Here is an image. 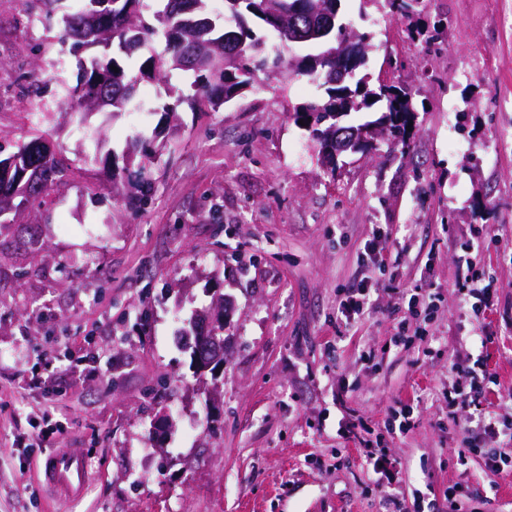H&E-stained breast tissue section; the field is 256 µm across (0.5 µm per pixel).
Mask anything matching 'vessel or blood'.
<instances>
[{"label":"vessel or blood","mask_w":512,"mask_h":512,"mask_svg":"<svg viewBox=\"0 0 512 512\" xmlns=\"http://www.w3.org/2000/svg\"><path fill=\"white\" fill-rule=\"evenodd\" d=\"M41 475L53 498L73 500L84 493L89 483V459L78 448L55 449L43 457Z\"/></svg>","instance_id":"obj_1"}]
</instances>
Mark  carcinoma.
Returning <instances> with one entry per match:
<instances>
[{
    "label": "carcinoma",
    "instance_id": "cac0c4a2",
    "mask_svg": "<svg viewBox=\"0 0 512 512\" xmlns=\"http://www.w3.org/2000/svg\"><path fill=\"white\" fill-rule=\"evenodd\" d=\"M43 5L47 25L58 24V42L68 46L77 57L80 70L77 83L67 88L66 110L83 124V112L111 109L112 114L137 109L141 102L136 91L144 79L164 86L168 102L161 117L168 118L186 104L190 109L203 96L212 110L252 88L259 66L269 70L287 67L289 74L305 77L324 89V95L295 108L291 118L305 121V129L317 135L353 113L377 115L355 128L379 123L388 127L393 144L406 145L407 126L414 117L410 93L403 87L374 88L364 60L344 88L331 84L324 65L333 60L323 54L347 39L350 28L335 21L324 37L304 42L308 53L284 59L283 52L267 45L254 32L250 22L259 20L276 35L282 47L289 46L284 30L288 22L311 10L317 0H224V10H212L210 0H160L161 8L152 12L146 0H108L100 9L98 0H38ZM391 12L410 20L420 14L423 0H387ZM166 41L163 53L149 50V41L157 33ZM117 70H112V67ZM173 71L191 74L195 93L187 95L170 82ZM46 138L35 137L9 155L13 159L10 175L0 168V198L18 197L25 206L44 199L69 185V166L60 158L61 150L43 154ZM153 150L138 135L130 139L122 152L128 165L139 160L138 172L148 170L146 161ZM150 189V180L141 179L133 189L118 190L132 209L139 208ZM224 327L197 330L192 342L202 358L211 355L213 339L223 337Z\"/></svg>",
    "mask_w": 512,
    "mask_h": 512
}]
</instances>
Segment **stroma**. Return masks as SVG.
Returning <instances> with one entry per match:
<instances>
[{
  "instance_id": "35a3bbf8",
  "label": "stroma",
  "mask_w": 512,
  "mask_h": 512,
  "mask_svg": "<svg viewBox=\"0 0 512 512\" xmlns=\"http://www.w3.org/2000/svg\"><path fill=\"white\" fill-rule=\"evenodd\" d=\"M340 11L371 37L373 79L412 92L408 148L379 140L331 173L291 118L321 93L307 79L260 72L219 111L165 124L163 88L145 81L142 120L89 117L106 149L141 134L156 151L132 210L63 110L77 61L58 27L32 0H0V153L43 136L72 171L0 232V512H382L365 465L382 449L403 464L407 512H451L456 483L485 495L483 512H512V473L492 482L481 457L458 459L448 407L457 352L497 374L489 408L512 397V0H428L422 24H443L432 47L382 0ZM467 251L494 280L481 317L457 290ZM362 281L375 309L344 325L336 304ZM410 291L427 316L397 345ZM222 296L224 368L199 376L179 331ZM51 403L59 446L94 472L67 504L27 465L44 454L30 422ZM406 405L410 428L386 430Z\"/></svg>"
}]
</instances>
